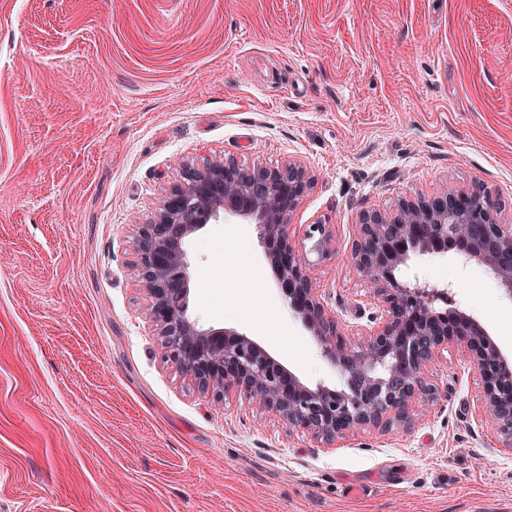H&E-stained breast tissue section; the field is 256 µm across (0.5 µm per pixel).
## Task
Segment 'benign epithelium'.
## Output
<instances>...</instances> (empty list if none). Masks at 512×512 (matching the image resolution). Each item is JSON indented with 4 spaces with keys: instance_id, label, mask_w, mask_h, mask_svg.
Returning <instances> with one entry per match:
<instances>
[{
    "instance_id": "benign-epithelium-1",
    "label": "benign epithelium",
    "mask_w": 512,
    "mask_h": 512,
    "mask_svg": "<svg viewBox=\"0 0 512 512\" xmlns=\"http://www.w3.org/2000/svg\"><path fill=\"white\" fill-rule=\"evenodd\" d=\"M182 170L183 183L162 200L154 221L141 227L137 252L166 356L203 391L219 398L234 392L327 443L359 429L388 433L434 395L424 372L441 348L454 344L479 370L484 413L503 445L512 447V362L472 315L437 306L448 303L447 289L395 276L412 253H445L451 243L491 270L512 297V224L496 221L497 204L481 189L446 191L404 201L393 214L360 216L351 259L371 284L382 313L355 346L341 335L313 286L310 255L329 252L328 227L309 225L299 245L288 233L309 185L303 166L242 168L219 157L201 168L184 163ZM228 216L257 225L289 308L347 374L348 390L312 389L248 336L204 329L188 314L185 239Z\"/></svg>"
}]
</instances>
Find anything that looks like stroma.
<instances>
[{"label":"stroma","mask_w":512,"mask_h":512,"mask_svg":"<svg viewBox=\"0 0 512 512\" xmlns=\"http://www.w3.org/2000/svg\"><path fill=\"white\" fill-rule=\"evenodd\" d=\"M215 155L306 168L289 234L328 225L312 278L361 341L378 313L350 259L361 213L478 188L512 224V0H0V512H512V450L456 345L409 426L330 444L166 358L139 231L178 160ZM185 249L193 319L346 388L256 225ZM399 276L449 285L512 359V297L487 268L416 254Z\"/></svg>","instance_id":"obj_1"}]
</instances>
